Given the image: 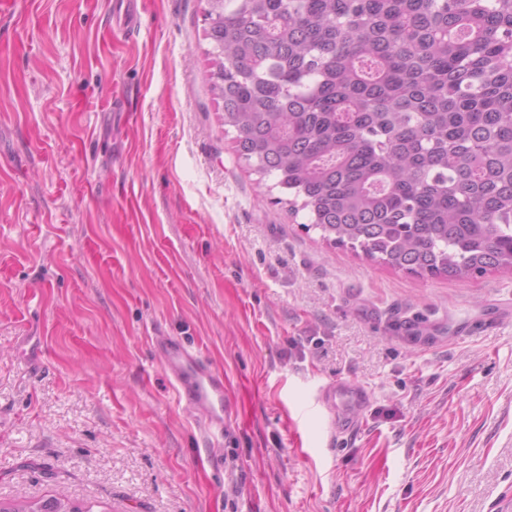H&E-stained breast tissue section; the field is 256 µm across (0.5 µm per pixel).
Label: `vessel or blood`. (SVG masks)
I'll return each mask as SVG.
<instances>
[{
	"instance_id": "1",
	"label": "vessel or blood",
	"mask_w": 512,
	"mask_h": 512,
	"mask_svg": "<svg viewBox=\"0 0 512 512\" xmlns=\"http://www.w3.org/2000/svg\"><path fill=\"white\" fill-rule=\"evenodd\" d=\"M158 352L166 370L179 383L187 406L204 418L208 425L222 427L225 410L223 373L214 370L171 338L160 341ZM325 396L331 403L340 398L360 405L365 400L361 387L348 381L330 383Z\"/></svg>"
}]
</instances>
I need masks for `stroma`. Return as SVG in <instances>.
<instances>
[{
	"label": "stroma",
	"mask_w": 512,
	"mask_h": 512,
	"mask_svg": "<svg viewBox=\"0 0 512 512\" xmlns=\"http://www.w3.org/2000/svg\"><path fill=\"white\" fill-rule=\"evenodd\" d=\"M206 0L0 10V502L507 512L512 272L420 278L322 239L234 151ZM174 337L224 374L180 402ZM348 379L351 438L315 405ZM121 1L119 9H112V23L117 29H127L138 23L136 0H116ZM126 1V2H124ZM125 8L122 10V6ZM166 370L180 384L187 406L210 426L224 424V374L214 370L178 341L166 338L158 344ZM326 400L336 406V397L345 402H353L355 405L364 403L365 395L360 386L348 381H336L330 383L325 390Z\"/></svg>",
	"instance_id": "obj_1"
}]
</instances>
